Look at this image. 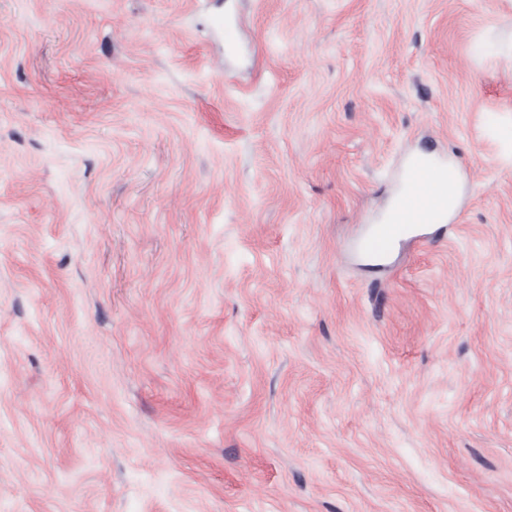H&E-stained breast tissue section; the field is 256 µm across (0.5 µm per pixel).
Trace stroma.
I'll list each match as a JSON object with an SVG mask.
<instances>
[{"instance_id":"obj_1","label":"stroma","mask_w":512,"mask_h":512,"mask_svg":"<svg viewBox=\"0 0 512 512\" xmlns=\"http://www.w3.org/2000/svg\"><path fill=\"white\" fill-rule=\"evenodd\" d=\"M0 512H512V0H0ZM412 183L418 188L422 199V208L415 211L413 206L405 213L403 221L406 222L416 216L419 224H437L445 211H442L435 201L439 185L447 177V170L440 165L426 162L417 163L412 159L410 164ZM413 226L414 224H387L376 227L370 237L371 244H365L364 252L372 258H383L395 241L412 230Z\"/></svg>"}]
</instances>
